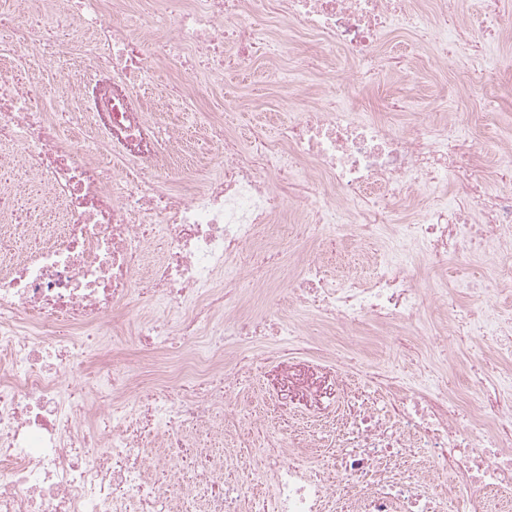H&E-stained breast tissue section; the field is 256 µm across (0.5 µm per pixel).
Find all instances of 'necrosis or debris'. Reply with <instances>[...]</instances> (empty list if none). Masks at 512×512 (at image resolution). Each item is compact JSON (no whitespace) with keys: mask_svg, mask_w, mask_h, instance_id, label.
<instances>
[{"mask_svg":"<svg viewBox=\"0 0 512 512\" xmlns=\"http://www.w3.org/2000/svg\"><path fill=\"white\" fill-rule=\"evenodd\" d=\"M0 21V512H481L485 493L512 496L497 368L512 318L491 296L512 284V144L489 154L464 113L402 121L310 98L246 150L223 111L185 125L131 104L163 64L182 99L228 61H266L299 95L301 34L377 80L394 30L425 42L448 21L468 44L456 0H32ZM17 71L48 74L63 110ZM92 73L111 89L72 111ZM349 236L377 245L366 273L317 256ZM257 257L273 285L254 306ZM452 260L489 266L475 303L445 288L438 311L425 275ZM370 324L420 337L409 371L348 347ZM447 334L488 348L464 393L427 342ZM284 341L374 388L337 420L350 436L335 450L234 426V381Z\"/></svg>","mask_w":512,"mask_h":512,"instance_id":"obj_1","label":"necrosis or debris"}]
</instances>
